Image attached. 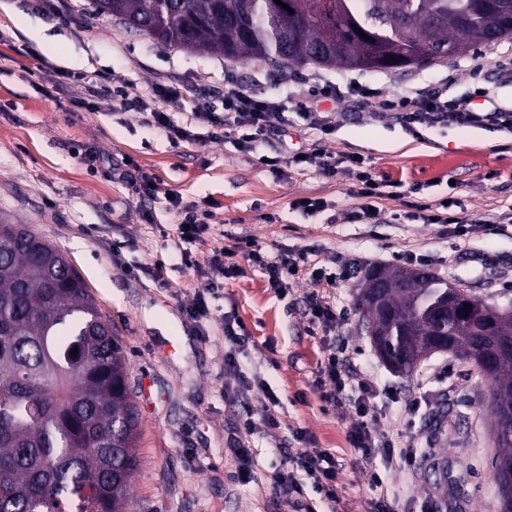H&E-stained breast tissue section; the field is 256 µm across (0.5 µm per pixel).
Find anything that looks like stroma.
<instances>
[{
	"mask_svg": "<svg viewBox=\"0 0 512 512\" xmlns=\"http://www.w3.org/2000/svg\"><path fill=\"white\" fill-rule=\"evenodd\" d=\"M54 4L0 0V220L30 225L67 256L122 348L139 418L131 512H292L271 475L296 430L344 465L336 512H366L376 490L369 463L347 442L349 412L325 411L313 385L328 338L355 348V365L379 388L377 432L402 433L404 446L422 463L381 469L385 487L396 495V512H496L489 382L446 352L420 359L411 373L392 371L371 346L356 298L366 270L390 264L427 269L490 306L512 310V134L489 122L409 126L394 114L372 121L354 95L329 113L335 127L329 136L305 131L303 116L289 114L285 131L268 140L263 153L353 156L377 179L401 184L398 198L378 202L384 218L400 213L399 223L331 224L328 214L357 204L353 182L341 173L310 168L282 177L240 151L234 138H209L207 127H199L195 142L176 146L137 112L104 105L92 114L72 101L84 94L80 76L120 69L138 92L156 82L180 84L176 118L183 121L217 103L229 69L243 88L262 96L299 97L309 80L326 76L413 103L430 89L464 97L479 82L507 103L512 39L402 73L311 64L279 74L257 60L231 65L220 54L159 43L96 13L91 0H69L63 17ZM73 57L80 66L70 65ZM89 147L97 152L92 166L82 158ZM128 159L158 185L154 199L140 201L114 177V168ZM171 193L186 204H213L208 231L191 246L192 267L174 248L182 216L167 200ZM303 198L326 201L328 214L296 209ZM443 203L467 221L496 218L502 230L452 238L447 225L415 219L417 207L434 210ZM241 237L271 257L304 253L327 270L348 272L347 280L324 290L336 308L347 309V319L327 334L311 333L304 312L313 289L309 270L280 296L239 254L238 274L215 301L214 319H190L185 308L201 271L216 251ZM159 261L164 269L157 281L151 270ZM228 311L252 336L243 368L264 378L278 400L279 428L251 438L255 478L246 485L235 480L227 451L239 420L238 407L224 398L228 345L218 316ZM461 474L466 481L459 486Z\"/></svg>",
	"mask_w": 512,
	"mask_h": 512,
	"instance_id": "obj_1",
	"label": "stroma"
}]
</instances>
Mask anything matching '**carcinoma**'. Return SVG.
<instances>
[{
  "instance_id": "1",
  "label": "carcinoma",
  "mask_w": 512,
  "mask_h": 512,
  "mask_svg": "<svg viewBox=\"0 0 512 512\" xmlns=\"http://www.w3.org/2000/svg\"><path fill=\"white\" fill-rule=\"evenodd\" d=\"M282 2L289 9L274 0H92L131 30L159 32L163 44L273 67L402 70L512 38V0ZM369 277L385 282L386 310L358 305L397 370L411 372L448 338L494 359L492 411L508 415L495 433V470H512V352L502 350L512 313L476 336L456 286L394 265ZM136 430L124 355L84 279L28 225L1 220L0 512H127Z\"/></svg>"
}]
</instances>
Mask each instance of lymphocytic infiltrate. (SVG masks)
Masks as SVG:
<instances>
[{
	"label": "lymphocytic infiltrate",
	"instance_id": "lymphocytic-infiltrate-1",
	"mask_svg": "<svg viewBox=\"0 0 512 512\" xmlns=\"http://www.w3.org/2000/svg\"><path fill=\"white\" fill-rule=\"evenodd\" d=\"M111 96L112 108L116 111H135L143 116L147 127L163 133L173 145L189 143L195 140L194 125L210 127L212 138H224L236 135L239 147L248 153L259 152L269 135L282 130L288 124V115L292 112L303 113L310 128L329 136L334 126L325 122L319 105L328 101L339 103L341 91L338 82L324 80L315 85L309 94L301 99L285 96H261L237 85L232 72L224 74V94L220 108H207L193 113L189 121L179 123L173 118L181 107L182 92L178 84L160 82L152 85L145 93L131 92L124 74L120 71L104 76L102 81H89L85 96L76 98V105L89 111H96L98 100ZM406 124H455L461 127L483 125L485 121H494L500 130L512 133V106L493 105L491 112L475 111L470 103H458L443 99L440 92L428 95L417 110L404 114ZM268 165L272 171L300 166L315 169L343 168L345 173L356 180L359 189L356 196L358 206L351 211L354 221L367 223L374 215L370 207L374 199L385 197L384 182L373 177L370 170L363 168L361 160L352 157L349 160L312 153H296L289 156L270 158ZM249 261L257 264L263 271L267 284L275 293L284 295L293 278V269L306 263V256L269 258L253 249L248 253ZM211 266L214 278L203 283L186 314L195 320H207L212 316L211 303L224 294V278L229 277L231 269L224 263L223 253L214 254ZM224 330V340L229 348L224 355V394L238 404L241 409L239 427L243 437L234 439L229 451L237 463L236 479L247 484L254 480V450L247 437L256 426L269 429L279 428L280 422L275 414V400L264 380L256 374L243 370L239 357L246 353L251 336L245 324L235 315L227 312L220 318ZM353 351L348 345H328L326 356L314 380L326 406L332 409H352L355 418L347 430L351 448L365 461L382 458L384 462L400 460L404 466L416 463L412 449L403 447L400 435L378 437L375 433L369 413L377 396L376 386L367 378L354 373L351 369ZM293 438L302 448L288 453L281 459L272 480L283 502L289 503L305 495V479H312L321 499L307 503L305 512H318L319 502L334 503L338 499L337 477L340 464L335 456L321 448L305 447V435L294 432Z\"/></svg>",
	"mask_w": 512,
	"mask_h": 512
}]
</instances>
